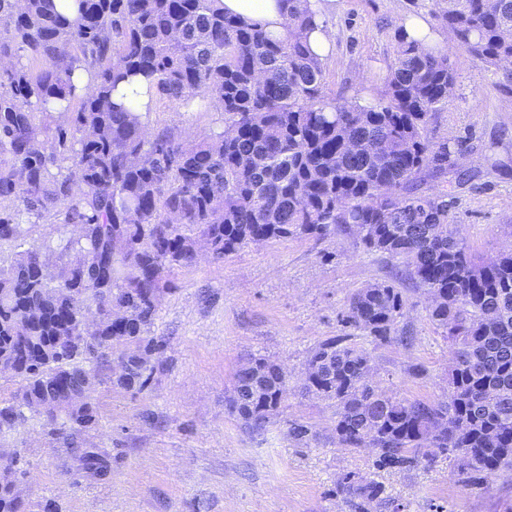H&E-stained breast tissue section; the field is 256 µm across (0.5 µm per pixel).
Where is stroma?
<instances>
[{
    "label": "stroma",
    "mask_w": 512,
    "mask_h": 512,
    "mask_svg": "<svg viewBox=\"0 0 512 512\" xmlns=\"http://www.w3.org/2000/svg\"><path fill=\"white\" fill-rule=\"evenodd\" d=\"M399 14L433 16L434 2L336 0L327 19L336 46L323 63L328 92L381 97L396 59ZM443 53L456 82L427 135L469 141L473 176L462 185L429 180L420 190L448 194L471 253L489 257L512 244V175L487 163L480 149L493 145L512 156V90L499 88L453 35ZM223 119L213 106L188 112L163 101L145 125L183 141L222 130ZM395 269L345 232L249 244L221 262L203 252L193 266L174 269L150 329L161 349L145 387L121 385L108 363L98 368L92 393L96 422L75 429L73 445L53 441L36 417L0 435V447L20 458L31 512L49 502L60 512H348L335 495L348 472L381 483L400 512H512V470L477 487L443 456L410 470L376 468L370 449L337 444L334 403L300 391L312 351L343 336L369 353L372 380L386 395L444 397L452 347L430 321L424 291L409 277L394 278ZM391 278L407 301L391 340L344 327L351 295ZM251 355L279 363L289 379L287 397L260 430L228 407L236 372ZM295 423L308 426V441L293 436ZM88 451L105 473L85 468Z\"/></svg>",
    "instance_id": "stroma-1"
}]
</instances>
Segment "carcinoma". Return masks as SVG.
Instances as JSON below:
<instances>
[{"mask_svg": "<svg viewBox=\"0 0 512 512\" xmlns=\"http://www.w3.org/2000/svg\"><path fill=\"white\" fill-rule=\"evenodd\" d=\"M309 0H288L295 37L224 14L219 0H0V364L21 386L0 399V434L43 420L55 441L96 420L85 376L112 354L123 384L144 386L160 346L149 337L166 276L196 262L203 243L222 260L255 241L325 239L336 230L388 255L425 294L429 319L453 346L448 395L437 402L380 392L370 358L336 336L311 354L303 391L336 403V440L369 448L375 465L407 469L454 457L477 485L512 470V250L476 258L453 226L451 204L420 184L467 171L460 140L425 134L448 105V57L399 41L382 97L362 105L326 92L308 43ZM457 43L512 87V0H435ZM74 8L70 18L66 10ZM89 75L80 86L76 70ZM144 74L156 95L188 110L216 103L224 127L182 142L151 141L138 112L113 99ZM67 116L60 124L56 115ZM52 216L77 235L21 248ZM57 253L55 271L42 252ZM406 305L395 282L350 299L343 323L380 341ZM83 310L98 313L88 331ZM137 342L139 357L122 351ZM288 391L265 357L237 373L231 412L262 429ZM351 512L391 505L385 488L352 472L337 483ZM6 512H26L0 487Z\"/></svg>", "mask_w": 512, "mask_h": 512, "instance_id": "carcinoma-1", "label": "carcinoma"}]
</instances>
